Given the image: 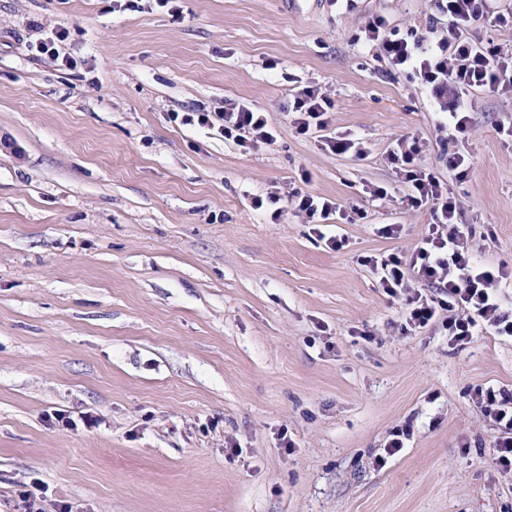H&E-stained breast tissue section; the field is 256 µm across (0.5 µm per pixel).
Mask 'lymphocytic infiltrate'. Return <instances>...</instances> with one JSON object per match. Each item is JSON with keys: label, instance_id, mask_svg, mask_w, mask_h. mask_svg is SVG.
<instances>
[{"label": "lymphocytic infiltrate", "instance_id": "1", "mask_svg": "<svg viewBox=\"0 0 512 512\" xmlns=\"http://www.w3.org/2000/svg\"><path fill=\"white\" fill-rule=\"evenodd\" d=\"M432 4L435 14L448 21L446 34L437 35L431 27L403 36L386 30L383 20L375 19L368 23L365 39L378 43L394 71L413 76L429 91L439 127L465 134L470 130L474 94L512 90V52L494 40L471 37L470 31L478 22L512 26V13L499 11L496 0H432ZM333 107V101L319 89L297 87L292 107L296 132L321 133L329 151L365 158L368 151L359 139L329 134L328 114ZM172 119L185 126L217 130L225 140L248 150L276 142L266 113L246 107L176 113ZM441 148L448 158L449 177L445 180L417 166L422 151L417 137L403 135L389 144L387 158L404 176L402 204L411 208L432 206L436 220L427 226L409 260L392 254L380 259L370 256L364 263L377 275L386 294L404 296L406 324L411 331H421L438 320L451 342L460 346L482 332L512 337V309L504 308L498 294L503 281L512 278V268L503 262L480 263L468 247L475 230L462 220L456 188L465 183L472 158L446 141ZM294 206L311 224L355 221L343 205L310 193L295 192ZM442 312L447 315L443 321L438 318ZM471 398L498 429L494 440L496 469L511 473L512 393L477 386Z\"/></svg>", "mask_w": 512, "mask_h": 512}]
</instances>
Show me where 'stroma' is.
Here are the masks:
<instances>
[{
  "label": "stroma",
  "instance_id": "obj_1",
  "mask_svg": "<svg viewBox=\"0 0 512 512\" xmlns=\"http://www.w3.org/2000/svg\"><path fill=\"white\" fill-rule=\"evenodd\" d=\"M431 14L430 0H0V512L37 486L71 512H512L495 426L469 397L512 392V337L407 334L403 300L362 263L410 256L434 220L401 204L388 144L418 137L443 179L448 163L428 92L386 76L359 36L378 16L422 32ZM298 84L334 101L331 129L365 159L295 133ZM239 106L268 114L275 144L246 152L169 119ZM510 124L512 93L474 96L462 202L482 262L512 264ZM295 190L368 215L328 248L289 211ZM54 411L102 423L59 431Z\"/></svg>",
  "mask_w": 512,
  "mask_h": 512
}]
</instances>
